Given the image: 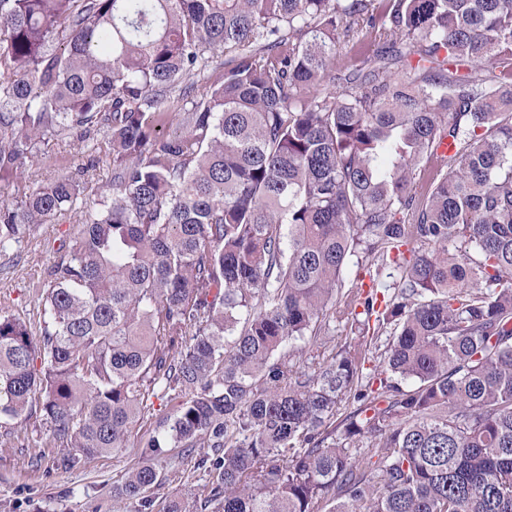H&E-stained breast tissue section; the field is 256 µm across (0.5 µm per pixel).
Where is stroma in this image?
Instances as JSON below:
<instances>
[{
  "instance_id": "stroma-1",
  "label": "stroma",
  "mask_w": 512,
  "mask_h": 512,
  "mask_svg": "<svg viewBox=\"0 0 512 512\" xmlns=\"http://www.w3.org/2000/svg\"><path fill=\"white\" fill-rule=\"evenodd\" d=\"M83 161L78 143L59 137L40 146L24 179L31 186L45 185ZM76 230L72 217L38 224L20 246L0 253V315L38 323L41 284L58 258L63 236ZM49 429L37 407L15 419H0V512H136L135 500L116 493L141 456L135 443L109 454L79 457L64 467L49 445ZM199 457L196 450H166L158 462L163 482L151 492L153 512H162L174 496L189 499L197 512H214L207 501L209 476L198 467Z\"/></svg>"
}]
</instances>
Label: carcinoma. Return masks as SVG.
I'll list each match as a JSON object with an SVG mask.
<instances>
[{
	"label": "carcinoma",
	"instance_id": "cac0c4a2",
	"mask_svg": "<svg viewBox=\"0 0 512 512\" xmlns=\"http://www.w3.org/2000/svg\"><path fill=\"white\" fill-rule=\"evenodd\" d=\"M60 136L87 163L21 184ZM9 188L0 252L78 217L38 331L0 315V418L40 393L62 461L140 427L148 506L199 447L215 512H512V0H0ZM376 46L373 45L371 39L367 36L360 35L349 43L347 48L343 49V55L337 61L336 73L343 74L345 68L357 62L359 56L370 53ZM111 173L106 163H100L96 170H91L85 175V198L88 202L100 199V195L106 192L110 183Z\"/></svg>",
	"mask_w": 512,
	"mask_h": 512
}]
</instances>
